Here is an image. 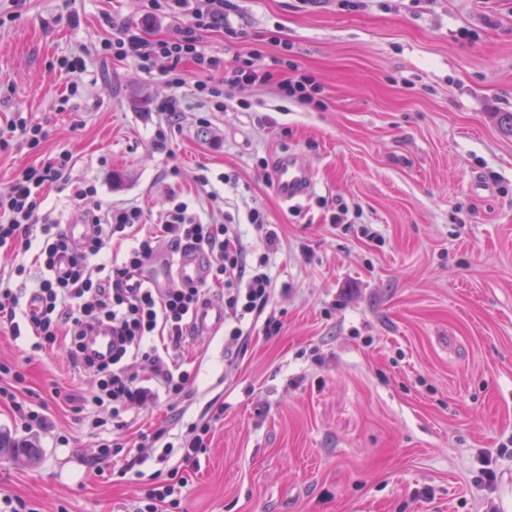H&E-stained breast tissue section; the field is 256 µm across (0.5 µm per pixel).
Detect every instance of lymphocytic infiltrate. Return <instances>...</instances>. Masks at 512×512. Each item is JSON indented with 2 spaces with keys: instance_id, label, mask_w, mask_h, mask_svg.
<instances>
[{
  "instance_id": "lymphocytic-infiltrate-1",
  "label": "lymphocytic infiltrate",
  "mask_w": 512,
  "mask_h": 512,
  "mask_svg": "<svg viewBox=\"0 0 512 512\" xmlns=\"http://www.w3.org/2000/svg\"><path fill=\"white\" fill-rule=\"evenodd\" d=\"M141 2L145 16L166 23V34L151 38L139 28L122 27L102 41L101 55L135 60L143 71L164 77L172 93L156 103V111L180 115V91L187 86L200 105L212 112L223 111L225 90L243 85L273 84L282 98L311 101L306 78L272 71L260 50L230 64L208 52L205 34L230 27L224 0ZM189 65L200 72V80L188 82L185 68ZM74 164L72 153L59 152L40 165L25 168L0 191V248L26 252L34 237L43 239L35 259L38 275H30L20 263L14 269L19 284L0 278V320L7 322L16 338L22 327H29L34 350L50 353L64 347L67 360L77 368L83 367L79 340L87 327L106 324L120 337L121 346L111 362L85 367L92 382L91 425L117 432L115 438L101 439L97 445L99 457L109 459L127 446L119 433L129 427L125 415L131 406L188 393L192 375L183 369L179 351L191 328L192 314L207 294L200 284L162 289L136 282L139 269L164 243L209 253L213 258L210 277L224 285V334L228 344L240 345L256 319H263L266 333L281 328L277 318L265 314L276 290L272 268L280 237L260 209H250L247 220L264 242L263 252L250 256L240 241L233 214L220 212L205 224L184 201L165 208L156 231L138 235L137 228L144 221L142 209L136 205L102 209L95 185L70 179ZM49 183L69 191L79 202L84 223L96 227L93 236L78 244L69 241L44 209V187ZM129 238L134 244L121 259L100 262L113 240ZM23 380L22 373L0 363V404L12 409L26 431L56 432L46 414L19 398ZM210 432L207 423L188 427L179 443L180 467L151 473L135 512H179L182 491L198 467L199 455L208 447Z\"/></svg>"
}]
</instances>
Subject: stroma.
<instances>
[{
	"instance_id": "1",
	"label": "stroma",
	"mask_w": 512,
	"mask_h": 512,
	"mask_svg": "<svg viewBox=\"0 0 512 512\" xmlns=\"http://www.w3.org/2000/svg\"><path fill=\"white\" fill-rule=\"evenodd\" d=\"M233 2V33L206 35L208 50L287 58L321 106L245 86L207 114L188 94L159 145L150 105L168 85L95 51L117 26L163 35L138 0H0V129L25 112L47 133L40 151L0 154V190L68 150L72 179L95 184L102 206L137 205L152 222L174 196L206 223L214 191L277 225L280 331L255 327L240 349L190 336L189 396L132 411L174 434L224 411L181 512H512V134L497 122L512 112V0ZM73 56L87 94L60 113L59 62ZM284 152L316 179L290 204L258 164ZM0 362L69 438L36 437L34 462L0 456V499L133 512L141 481L98 477L122 462L98 459L74 412L90 380L5 328Z\"/></svg>"
}]
</instances>
